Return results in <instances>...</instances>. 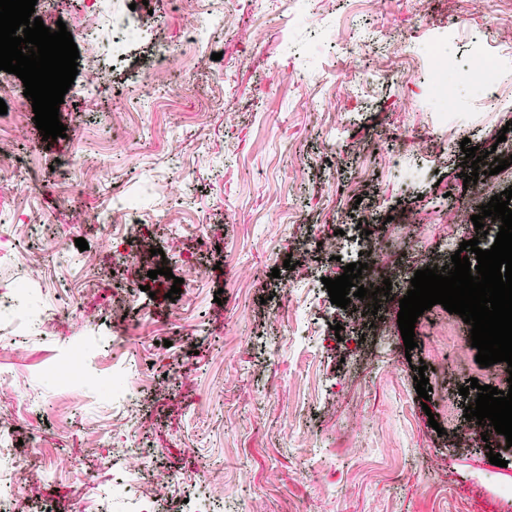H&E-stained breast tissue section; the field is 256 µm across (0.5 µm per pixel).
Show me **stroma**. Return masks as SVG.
<instances>
[{
  "label": "stroma",
  "mask_w": 512,
  "mask_h": 512,
  "mask_svg": "<svg viewBox=\"0 0 512 512\" xmlns=\"http://www.w3.org/2000/svg\"><path fill=\"white\" fill-rule=\"evenodd\" d=\"M123 2L141 30L125 55L104 43L78 47L80 68L102 74L101 94L72 85L59 108L65 137L35 132L6 144L19 179L38 185L0 194V233L21 259L0 267V281L33 273L39 302L60 322L20 345L0 334V390L28 398L14 413L19 453L41 465L71 461L52 488L25 490L14 512L39 500L102 512L99 469L131 438L152 449L172 505L185 512H512V448L496 435L459 439L469 404L460 386L500 384L476 349L452 355L469 325L435 305L419 316L409 351L397 323L415 271L450 264L456 251L458 234L439 213L470 195L461 141L491 149L512 117L469 89L443 116L425 101L422 59L388 49L395 37L422 50L446 34L465 62L476 34L512 29V0L482 12L472 0H427L421 13L414 0H384L377 13L369 0H311L302 18L292 0H222L208 52L188 57L180 7L156 23L147 6ZM143 72L149 81H139ZM317 99L321 109L308 108ZM424 133L434 150L414 160L437 176L412 185L392 158L399 138ZM78 152L90 164L60 192L51 166ZM126 197L153 225L155 250L128 268L112 262L95 225L70 228L74 210L105 222ZM370 205L378 221L364 230L358 218ZM407 211L420 223L389 241L387 217ZM175 220L201 269L180 306L148 276L180 268L162 254ZM33 224L55 225L66 254L39 257ZM367 235L386 244L397 269L374 315L332 304L323 284L358 262ZM79 236L88 250L76 247ZM289 257L295 269L284 268ZM90 276L108 287L81 296ZM77 297L93 311L85 332L104 343L99 369L129 371L141 392L129 420L49 370L76 336L68 308ZM378 319L388 325L382 339ZM420 373L431 386L425 403ZM157 376L166 393L154 391ZM491 451L505 466L490 464Z\"/></svg>",
  "instance_id": "obj_1"
}]
</instances>
